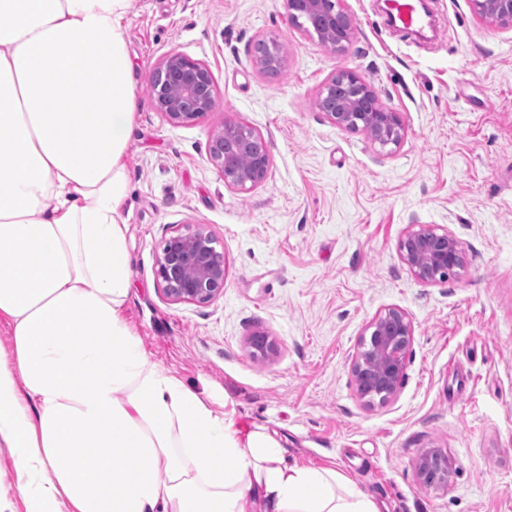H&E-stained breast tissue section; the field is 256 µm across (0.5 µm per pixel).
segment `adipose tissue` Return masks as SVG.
<instances>
[{
  "label": "adipose tissue",
  "instance_id": "adipose-tissue-1",
  "mask_svg": "<svg viewBox=\"0 0 512 512\" xmlns=\"http://www.w3.org/2000/svg\"><path fill=\"white\" fill-rule=\"evenodd\" d=\"M131 0H0V446L27 512H381L153 366L132 288Z\"/></svg>",
  "mask_w": 512,
  "mask_h": 512
}]
</instances>
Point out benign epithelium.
I'll use <instances>...</instances> for the list:
<instances>
[{"mask_svg":"<svg viewBox=\"0 0 512 512\" xmlns=\"http://www.w3.org/2000/svg\"><path fill=\"white\" fill-rule=\"evenodd\" d=\"M470 2L479 17L512 27V0ZM284 4L292 22H298L299 15L303 14L318 24V36L322 40L335 37L340 29L347 33L351 28L348 13L336 8V0H284ZM338 81L351 85L357 95L345 102L339 111L327 110L328 117L340 127L362 128L382 147L398 145L405 133L399 114L386 110L362 111V99L374 102L376 96L352 71L333 76L324 91H329ZM149 92L157 110L173 125L196 120L215 105L216 92L209 68L176 51L168 53L152 71ZM227 138L236 140L241 149H250L252 141L260 139V135L236 123H226L213 133L208 145V160L221 172L224 184L245 191L261 183L268 173V153L253 152L251 165L241 168L234 156L224 150ZM216 244V238L204 224H183L171 231L156 262V276L167 300L206 304L224 293V253ZM400 255L413 275L426 284L448 279L463 264L460 242L445 229L408 231L401 240ZM367 330L370 334L362 338L351 371L361 397L374 394L379 402L385 403L397 395L400 387L413 339L412 320L403 310L388 308L369 323ZM250 346L263 357L274 351L273 340L264 333L252 336ZM415 467L422 483L437 487L448 485L451 474L447 457L441 451H424Z\"/></svg>","mask_w":512,"mask_h":512,"instance_id":"benign-epithelium-1","label":"benign epithelium"}]
</instances>
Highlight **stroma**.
<instances>
[{
  "mask_svg": "<svg viewBox=\"0 0 512 512\" xmlns=\"http://www.w3.org/2000/svg\"><path fill=\"white\" fill-rule=\"evenodd\" d=\"M432 43L387 26L384 0H344L345 50L293 27L284 0H132L127 41L139 82L128 146L133 287L124 316L151 363L206 392L238 435L262 428L289 460L332 467L382 512H512V27L469 0H431ZM277 37L276 74L254 63ZM205 63L214 108L179 126L147 89L170 52ZM356 72L405 126L380 147L317 102ZM253 128L270 165L240 192L209 162L224 123ZM207 225L224 251V293L165 299L155 267L172 227ZM462 244L457 275L428 285L399 254L410 230ZM407 312L402 385L367 405L352 362L367 325ZM276 344L254 354L253 334ZM438 449L452 471L423 486L415 462Z\"/></svg>",
  "mask_w": 512,
  "mask_h": 512,
  "instance_id": "35a3bbf8",
  "label": "stroma"
}]
</instances>
